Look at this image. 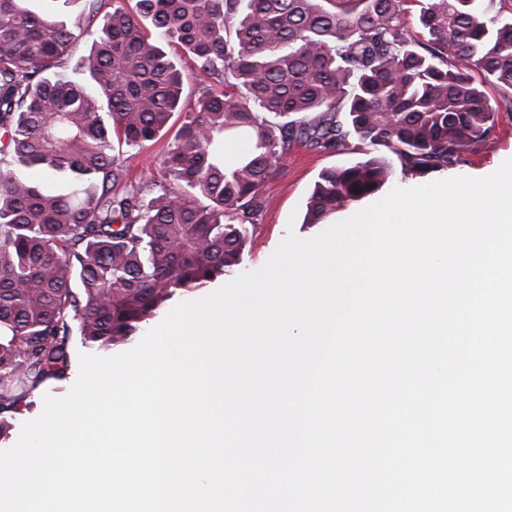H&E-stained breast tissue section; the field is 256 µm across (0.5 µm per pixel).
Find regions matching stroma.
I'll use <instances>...</instances> for the list:
<instances>
[{"mask_svg":"<svg viewBox=\"0 0 512 512\" xmlns=\"http://www.w3.org/2000/svg\"><path fill=\"white\" fill-rule=\"evenodd\" d=\"M489 97L497 113L495 128L487 139L465 153L463 162L455 170L456 175L485 177L493 173L506 159L512 158V111H507L505 102L497 92H490ZM361 157L360 151L352 149L332 154L303 148L293 150L265 188V208L249 234L240 265L241 271L261 268L287 230H294L303 239L321 233L322 225L304 221L315 182L324 169L347 165ZM71 386L72 382L68 379L42 384L26 396L17 411L6 413L7 428L0 435V450L12 447L19 437L22 424L41 414L44 394L62 397Z\"/></svg>","mask_w":512,"mask_h":512,"instance_id":"stroma-1","label":"stroma"}]
</instances>
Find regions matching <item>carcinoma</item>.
I'll list each match as a JSON object with an SVG mask.
<instances>
[{
  "instance_id": "cac0c4a2",
  "label": "carcinoma",
  "mask_w": 512,
  "mask_h": 512,
  "mask_svg": "<svg viewBox=\"0 0 512 512\" xmlns=\"http://www.w3.org/2000/svg\"><path fill=\"white\" fill-rule=\"evenodd\" d=\"M29 2L0 0V414L67 378L72 337L110 352L232 273L293 148L384 152L322 171L305 218L322 224L398 174L458 166L495 127L485 87L512 101L493 0H415V30L409 0ZM175 52L195 64L188 106ZM172 130L159 174L133 182L114 144Z\"/></svg>"
}]
</instances>
